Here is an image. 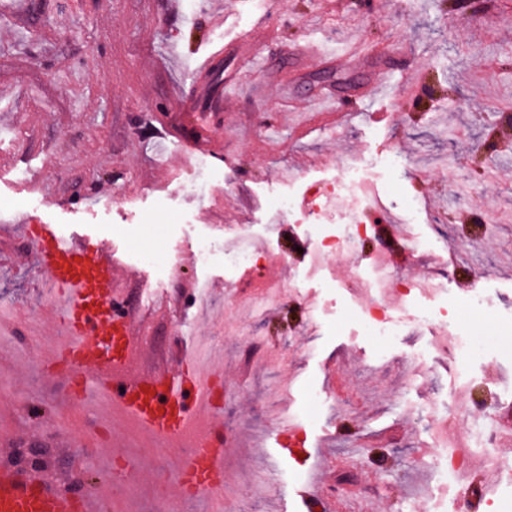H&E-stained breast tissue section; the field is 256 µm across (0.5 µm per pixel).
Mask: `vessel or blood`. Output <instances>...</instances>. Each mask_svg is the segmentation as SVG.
Masks as SVG:
<instances>
[{
    "label": "vessel or blood",
    "instance_id": "obj_1",
    "mask_svg": "<svg viewBox=\"0 0 512 512\" xmlns=\"http://www.w3.org/2000/svg\"><path fill=\"white\" fill-rule=\"evenodd\" d=\"M223 56L220 47L199 56L192 73L197 94L184 102L175 130L182 148L214 158L221 154L212 132L224 126V95L208 93L207 83ZM22 231L36 251L45 288L59 303L57 317L67 340L52 359L68 363L70 385L86 387L87 371L95 369L105 400L135 419L149 437H181L209 401L210 374L198 364L194 350L182 353L180 375L166 370L128 374L136 355L135 336L128 316L113 310L121 290L111 247L99 244L97 233H69L62 225L43 220L24 219ZM224 444L223 426L208 428L201 448L182 465L186 487L217 492ZM0 512H92V505L88 498H75L4 466Z\"/></svg>",
    "mask_w": 512,
    "mask_h": 512
}]
</instances>
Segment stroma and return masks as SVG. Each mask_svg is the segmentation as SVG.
Wrapping results in <instances>:
<instances>
[{
	"label": "stroma",
	"mask_w": 512,
	"mask_h": 512,
	"mask_svg": "<svg viewBox=\"0 0 512 512\" xmlns=\"http://www.w3.org/2000/svg\"><path fill=\"white\" fill-rule=\"evenodd\" d=\"M223 2L217 14L211 0H0V224L28 214L91 225L111 241L136 313L130 373L173 365L195 338L212 342L222 397L199 421L227 427L224 512H245L242 481L276 449L263 402L311 388L323 402L296 422L276 467L282 488L319 473L334 512H416L443 496L450 512H466L468 487L442 493L428 465L424 405L462 376L470 394L453 408L458 432L512 413L499 396L512 386V149L497 137L512 123V0ZM218 44L238 96L224 105L222 159L190 160L154 115L182 113L198 51ZM414 80L423 88L406 98ZM342 162L381 186L394 213L415 202L405 213L422 246L378 261L393 245L378 231L362 244L375 258L333 257L309 278L314 225L275 221L269 199L304 208L308 187L337 180ZM229 228L263 240L284 265H225ZM202 240L213 246L204 266ZM145 252L154 263L141 262ZM440 256L453 331L478 347L435 351L408 315L395 336H372L361 295L345 287L351 272L372 281L384 268L423 284ZM289 269L303 274L299 287L255 314L241 306L235 282L260 288ZM474 278L490 309L472 304ZM44 279L29 244L5 233L0 460L22 464L23 449H36L38 472L77 480L99 512H207L179 494L180 448L148 440L103 401L65 393L63 366L48 362L62 329Z\"/></svg>",
	"instance_id": "1"
}]
</instances>
